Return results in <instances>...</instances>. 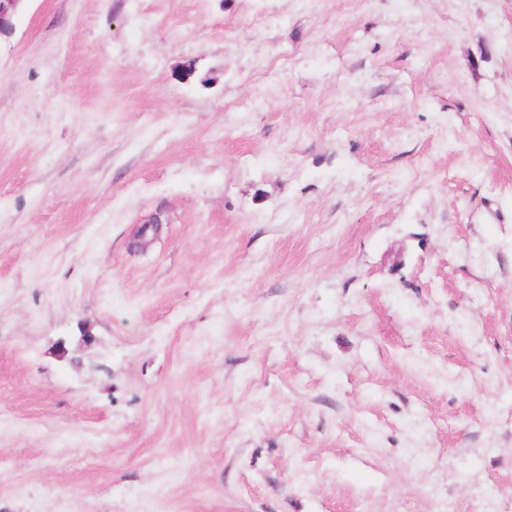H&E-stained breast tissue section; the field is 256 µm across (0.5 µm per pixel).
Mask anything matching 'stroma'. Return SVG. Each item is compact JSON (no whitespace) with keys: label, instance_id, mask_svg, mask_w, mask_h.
<instances>
[{"label":"stroma","instance_id":"35a3bbf8","mask_svg":"<svg viewBox=\"0 0 512 512\" xmlns=\"http://www.w3.org/2000/svg\"><path fill=\"white\" fill-rule=\"evenodd\" d=\"M0 512H512V0H25Z\"/></svg>","mask_w":512,"mask_h":512}]
</instances>
